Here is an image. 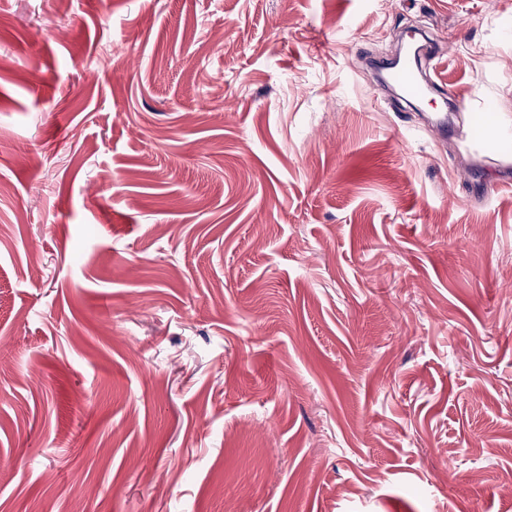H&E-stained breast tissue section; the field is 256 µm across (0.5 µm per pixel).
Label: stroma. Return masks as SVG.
Instances as JSON below:
<instances>
[{
  "mask_svg": "<svg viewBox=\"0 0 512 512\" xmlns=\"http://www.w3.org/2000/svg\"><path fill=\"white\" fill-rule=\"evenodd\" d=\"M411 24L454 138L360 68ZM510 473L512 0H0V512Z\"/></svg>",
  "mask_w": 512,
  "mask_h": 512,
  "instance_id": "1",
  "label": "stroma"
}]
</instances>
